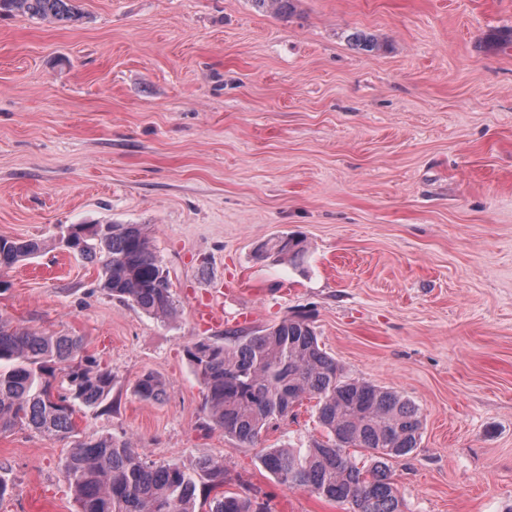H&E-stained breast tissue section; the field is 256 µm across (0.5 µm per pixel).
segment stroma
I'll list each match as a JSON object with an SVG mask.
<instances>
[{"instance_id":"35a3bbf8","label":"stroma","mask_w":512,"mask_h":512,"mask_svg":"<svg viewBox=\"0 0 512 512\" xmlns=\"http://www.w3.org/2000/svg\"><path fill=\"white\" fill-rule=\"evenodd\" d=\"M67 25L0 16V236L145 224L162 322L53 248L5 273L0 319L79 337L112 375L79 437L150 463L222 461L269 512H345L288 488L269 449L319 436L312 401L247 447L214 427L186 349L306 319L345 377L423 415L392 460L403 512H512V0H79ZM377 40L366 51L355 32ZM304 239L301 266L266 257ZM222 317L201 324L197 311ZM151 374L161 400L134 395ZM71 439L0 434V512H76Z\"/></svg>"}]
</instances>
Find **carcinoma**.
Returning <instances> with one entry per match:
<instances>
[{"instance_id":"obj_1","label":"carcinoma","mask_w":512,"mask_h":512,"mask_svg":"<svg viewBox=\"0 0 512 512\" xmlns=\"http://www.w3.org/2000/svg\"><path fill=\"white\" fill-rule=\"evenodd\" d=\"M260 10L284 14L294 0H251ZM16 13L50 23L80 19L77 0H0V15ZM56 238L59 248L98 266L99 285L113 297L155 318L176 313L168 275L144 224H71ZM47 245L37 239L0 237V273L39 257ZM267 251L279 260L303 257L302 241L279 236ZM81 339L13 327L0 321V433L29 427L49 437L74 433V404L102 403L112 390L110 372L78 360ZM213 425L250 447L272 423L306 399L316 400L321 436L302 448H272L262 463L290 489L303 488L348 505L347 512H402L389 463L417 448L422 414L395 391L343 376L303 320L284 319L245 334L224 333V343L198 341L187 350ZM66 393L54 394L57 378ZM135 395L147 402L165 393L161 380L143 375ZM369 453L359 465L349 449ZM207 491L224 486V463L204 459L196 469ZM76 512H199L196 480L176 464L153 465L128 440L110 436L74 441L61 466ZM207 512H264L251 499L223 491Z\"/></svg>"}]
</instances>
